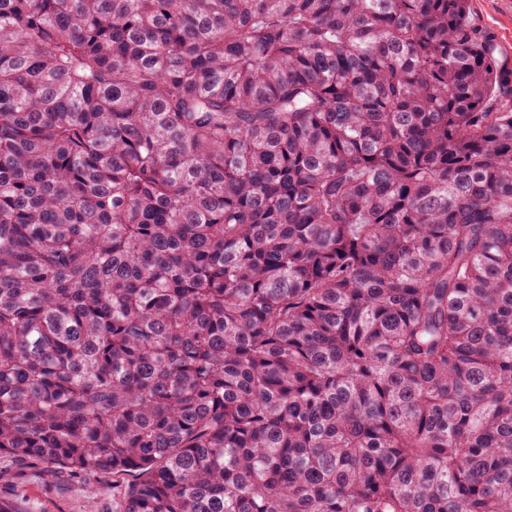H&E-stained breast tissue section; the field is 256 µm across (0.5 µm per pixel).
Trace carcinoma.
I'll return each mask as SVG.
<instances>
[{"label": "carcinoma", "mask_w": 512, "mask_h": 512, "mask_svg": "<svg viewBox=\"0 0 512 512\" xmlns=\"http://www.w3.org/2000/svg\"><path fill=\"white\" fill-rule=\"evenodd\" d=\"M2 455L118 512H512L469 0H0Z\"/></svg>", "instance_id": "1"}]
</instances>
